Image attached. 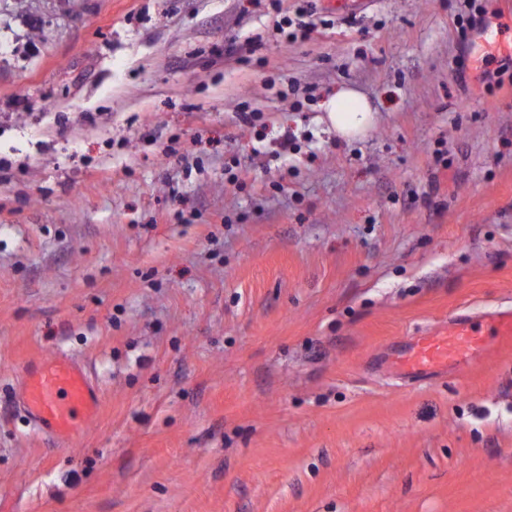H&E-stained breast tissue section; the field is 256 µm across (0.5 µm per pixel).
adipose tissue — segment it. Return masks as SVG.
<instances>
[{"mask_svg":"<svg viewBox=\"0 0 512 512\" xmlns=\"http://www.w3.org/2000/svg\"><path fill=\"white\" fill-rule=\"evenodd\" d=\"M322 110L324 122L335 131L337 137L345 140L364 136L376 120L366 96L349 87L329 96Z\"/></svg>","mask_w":512,"mask_h":512,"instance_id":"1","label":"adipose tissue"}]
</instances>
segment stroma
Here are the masks:
<instances>
[{"mask_svg": "<svg viewBox=\"0 0 512 512\" xmlns=\"http://www.w3.org/2000/svg\"><path fill=\"white\" fill-rule=\"evenodd\" d=\"M475 4L287 42L270 0H0V512H512V352L383 365L512 307V0ZM58 350L102 394L67 444L19 407ZM322 110V120L345 140L364 136L376 120L366 96L351 87H343L329 96Z\"/></svg>", "mask_w": 512, "mask_h": 512, "instance_id": "stroma-1", "label": "stroma"}]
</instances>
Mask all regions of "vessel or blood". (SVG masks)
Returning a JSON list of instances; mask_svg holds the SVG:
<instances>
[{
  "mask_svg": "<svg viewBox=\"0 0 512 512\" xmlns=\"http://www.w3.org/2000/svg\"><path fill=\"white\" fill-rule=\"evenodd\" d=\"M512 345V308L483 320L457 317L447 326L412 337L391 360L408 378L453 374ZM20 404L38 432L67 443L84 431L101 404V393L85 367L56 352L35 362Z\"/></svg>",
  "mask_w": 512,
  "mask_h": 512,
  "instance_id": "b4317fda",
  "label": "vessel or blood"
}]
</instances>
